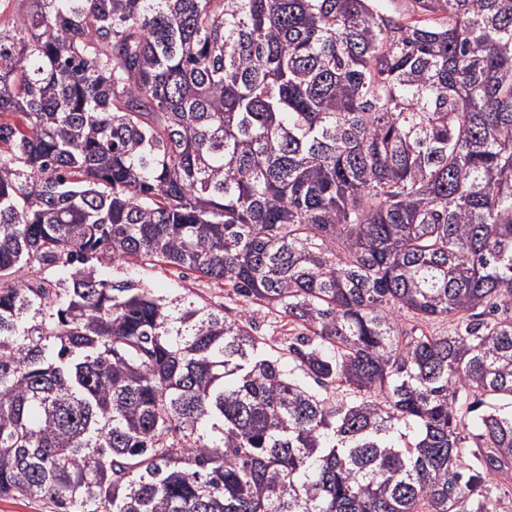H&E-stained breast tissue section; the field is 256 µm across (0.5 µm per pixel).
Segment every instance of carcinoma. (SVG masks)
Masks as SVG:
<instances>
[{"instance_id": "carcinoma-1", "label": "carcinoma", "mask_w": 512, "mask_h": 512, "mask_svg": "<svg viewBox=\"0 0 512 512\" xmlns=\"http://www.w3.org/2000/svg\"><path fill=\"white\" fill-rule=\"evenodd\" d=\"M387 2L0 0V499L497 512L512 0ZM109 274L112 279H135L140 281L146 288H152L162 295L186 293L191 289L193 293L201 296L205 301L216 308L224 305L233 307V301L224 292V287L211 284L206 278H198L192 271L183 270L188 276H183L175 268L162 267L149 262L125 263L109 267ZM256 310L253 314L255 319V323L257 325L258 332L255 333L256 336H262L267 343V349L271 350L275 353V350L279 351L278 348H282V345H285L288 340V336H284L283 332L280 330V327L277 324V327H273L278 319H275V315L271 313H267V309H260L258 306L254 307ZM273 330V333H272Z\"/></svg>"}]
</instances>
